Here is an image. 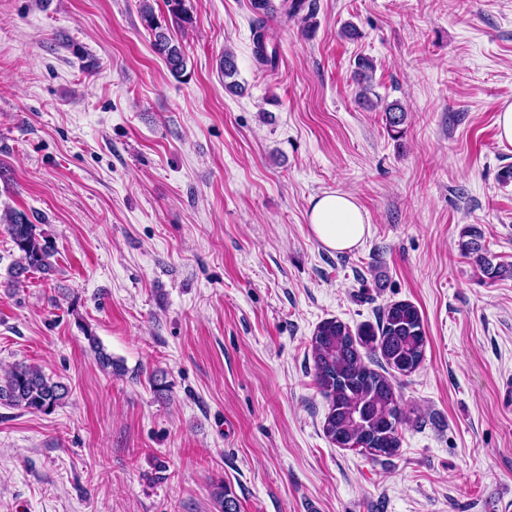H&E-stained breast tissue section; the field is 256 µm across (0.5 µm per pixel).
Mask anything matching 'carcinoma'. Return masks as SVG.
<instances>
[{
  "instance_id": "carcinoma-1",
  "label": "carcinoma",
  "mask_w": 512,
  "mask_h": 512,
  "mask_svg": "<svg viewBox=\"0 0 512 512\" xmlns=\"http://www.w3.org/2000/svg\"><path fill=\"white\" fill-rule=\"evenodd\" d=\"M169 16L178 27L193 23L185 0H165ZM251 10L258 15L252 24V53L257 66L274 71L279 66L278 46L263 25L261 16L271 10L270 0H250ZM140 15L151 32L153 46L164 56L171 74L180 79L187 70V59L181 43L174 41L157 20L150 0H141ZM373 63L360 58L353 78L360 87L359 98H367L371 88ZM224 73V92L238 96L244 86L236 80L238 65L235 54L224 51L220 60ZM386 124L402 125L407 113L397 101L386 105ZM0 229L6 233L18 259L11 264L8 276L12 285L25 281L29 274L52 271L51 258L56 247L51 239L37 230V225L23 211L5 209L0 212ZM459 250L470 258L489 279L499 278L512 268L494 262L480 242L477 232L462 233ZM99 365L109 371L121 370L98 338L86 334ZM427 336L418 309L409 302H395L383 309L376 325L364 324L353 333L337 319L321 322L313 332L311 350L314 377L319 392L328 401V412L322 425L324 435L339 448H355L373 458L397 455L401 437L399 427L407 418L401 395L389 371L403 376L414 373L421 365ZM372 358L384 368L371 369L366 360ZM68 396L67 386L46 376L34 366L19 364L0 377V405L23 408L28 412L49 414Z\"/></svg>"
}]
</instances>
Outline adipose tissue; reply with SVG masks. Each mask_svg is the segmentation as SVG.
Here are the masks:
<instances>
[{"mask_svg":"<svg viewBox=\"0 0 512 512\" xmlns=\"http://www.w3.org/2000/svg\"><path fill=\"white\" fill-rule=\"evenodd\" d=\"M308 222L321 244L339 252L357 247L370 231L369 220L354 197L339 190L312 198Z\"/></svg>","mask_w":512,"mask_h":512,"instance_id":"1","label":"adipose tissue"}]
</instances>
